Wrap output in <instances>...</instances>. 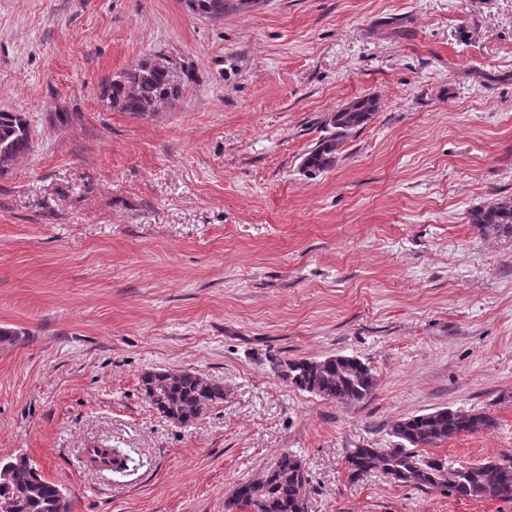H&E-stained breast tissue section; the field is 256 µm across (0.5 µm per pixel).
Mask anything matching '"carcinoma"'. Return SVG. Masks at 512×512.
Returning a JSON list of instances; mask_svg holds the SVG:
<instances>
[{
	"label": "carcinoma",
	"instance_id": "1",
	"mask_svg": "<svg viewBox=\"0 0 512 512\" xmlns=\"http://www.w3.org/2000/svg\"><path fill=\"white\" fill-rule=\"evenodd\" d=\"M192 12L218 18L233 11H246L259 0H192ZM192 80L191 71L173 57H163L157 64L146 58L136 66L107 80L103 100L107 106L135 118H147L159 107L169 104L185 91ZM379 110L374 97L359 98L337 110L330 120L334 128L308 151L303 167L321 172L335 162L340 143L347 135L371 121ZM30 124L16 112H0V175L16 159L30 150ZM471 223L481 231L512 236V201L475 210ZM272 369L296 388L340 404L364 400L375 387L371 369L359 359L331 356L323 360L273 358ZM142 391L149 402L164 416L184 425L204 416L216 403L224 401V385L202 377L192 370L148 372L141 377ZM494 425L487 414L475 411L440 408L432 412L398 419L391 433L398 446L388 451L379 448H353L345 458L347 478L361 480L372 471H381L391 480L413 485L426 491L454 494L458 497L490 496L512 500V459L488 460L450 470L444 462L426 457L422 451L459 435L473 434ZM94 456L110 471L120 473L127 458L115 448H97ZM0 501L10 505V512H69L61 504L60 487L48 481L26 455L0 460ZM269 481L262 486L239 483L232 494V505L249 512H308L309 498L299 497L308 489L305 464L288 452L280 454L267 468Z\"/></svg>",
	"mask_w": 512,
	"mask_h": 512
}]
</instances>
